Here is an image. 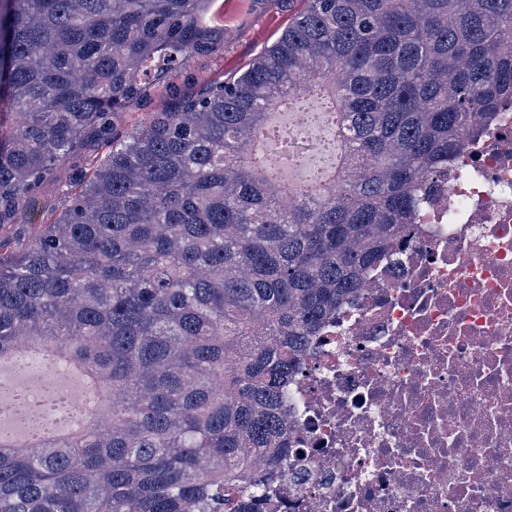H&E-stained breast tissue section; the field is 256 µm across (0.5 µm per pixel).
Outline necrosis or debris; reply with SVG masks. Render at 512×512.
<instances>
[{
    "instance_id": "1",
    "label": "necrosis or debris",
    "mask_w": 512,
    "mask_h": 512,
    "mask_svg": "<svg viewBox=\"0 0 512 512\" xmlns=\"http://www.w3.org/2000/svg\"><path fill=\"white\" fill-rule=\"evenodd\" d=\"M288 382L263 512H512V105Z\"/></svg>"
}]
</instances>
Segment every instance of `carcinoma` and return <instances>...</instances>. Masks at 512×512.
I'll return each mask as SVG.
<instances>
[{"mask_svg":"<svg viewBox=\"0 0 512 512\" xmlns=\"http://www.w3.org/2000/svg\"><path fill=\"white\" fill-rule=\"evenodd\" d=\"M213 0H0V360L51 349L94 416L0 445V512H259L310 339L389 259L467 138L512 103V0H303L238 75L134 130L152 82L224 49ZM335 94L334 182L276 189L272 112ZM107 149L91 173L67 157ZM64 204V199L58 196L57 186L45 184L36 193V202L27 208L23 217L25 224H48Z\"/></svg>","mask_w":512,"mask_h":512,"instance_id":"obj_1","label":"carcinoma"}]
</instances>
